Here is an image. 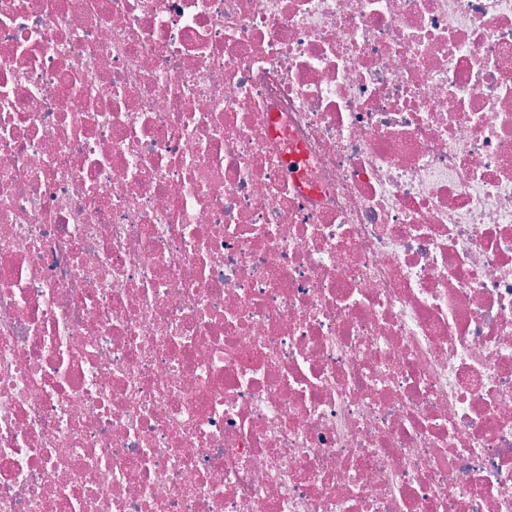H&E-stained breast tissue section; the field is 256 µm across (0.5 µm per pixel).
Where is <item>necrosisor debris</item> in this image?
<instances>
[{"instance_id":"1","label":"necrosis or debris","mask_w":512,"mask_h":512,"mask_svg":"<svg viewBox=\"0 0 512 512\" xmlns=\"http://www.w3.org/2000/svg\"><path fill=\"white\" fill-rule=\"evenodd\" d=\"M0 512H512V0H0Z\"/></svg>"}]
</instances>
